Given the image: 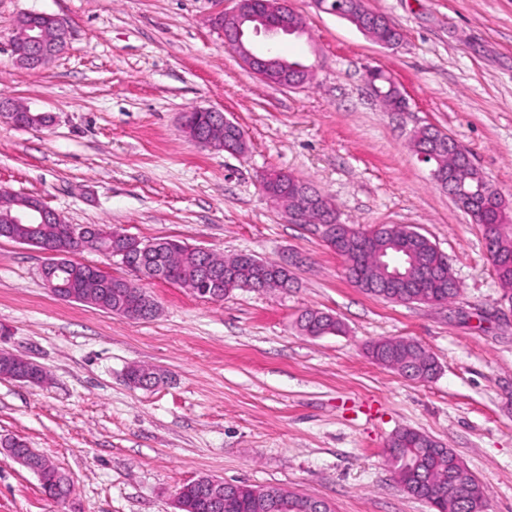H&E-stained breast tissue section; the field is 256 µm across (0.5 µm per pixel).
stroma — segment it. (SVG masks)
<instances>
[{"mask_svg":"<svg viewBox=\"0 0 512 512\" xmlns=\"http://www.w3.org/2000/svg\"><path fill=\"white\" fill-rule=\"evenodd\" d=\"M288 3L305 31L277 47L314 68L302 89L242 65L212 22L232 0H0V95L56 117L38 129L0 118V186L70 224L297 261L292 288L219 302L148 283L158 313L130 321L53 296L46 254L0 239V349L48 375L43 385L0 377V439L25 440L72 487L54 500L0 451V512H174L179 488L204 476L278 487L331 512H431L387 464L403 428L450 448L483 486L487 512H512V317L498 311L480 226L410 146L426 125L451 134L512 208V0H366L401 33L393 49L312 0ZM29 11L71 28L67 50L39 72L9 50ZM373 68L392 74L406 111L369 96ZM196 107L243 128L248 152L190 140L181 115ZM271 171L310 181L341 223L416 227L447 255L459 296L401 304L356 288L315 226L288 223L266 197ZM309 309L339 318L344 333L302 335ZM386 338L421 344L437 376L416 382L374 363L366 347ZM134 365L162 383L134 387Z\"/></svg>","mask_w":512,"mask_h":512,"instance_id":"obj_1","label":"stroma"}]
</instances>
